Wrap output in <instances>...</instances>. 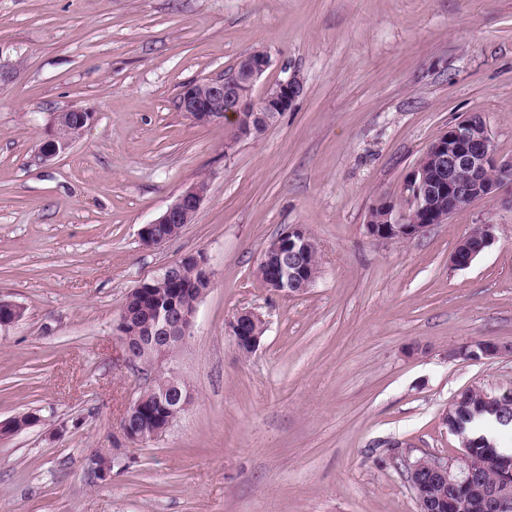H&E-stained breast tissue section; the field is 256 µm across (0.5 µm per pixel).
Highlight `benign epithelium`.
<instances>
[{
	"mask_svg": "<svg viewBox=\"0 0 512 512\" xmlns=\"http://www.w3.org/2000/svg\"><path fill=\"white\" fill-rule=\"evenodd\" d=\"M270 58L264 54L246 62L243 73L233 71L221 80L208 83L206 94H201L198 84L185 85L178 97L180 111L196 123L206 125L218 119L232 117L234 131L241 139L263 134L277 121V114L286 112L303 94L302 83L291 73L276 83L257 101L251 92ZM249 118L243 119V112ZM69 110L52 114L47 136L40 142L35 153L38 161L45 163L66 152L72 142L61 137L60 130L66 126ZM512 185V160L501 161L496 156L492 136L486 124L471 119L461 120L451 126L426 149L422 158L411 170L404 183V191L412 203V212L396 209L388 196L379 197L372 209L381 211L379 220H368L367 230L377 240H411L420 236L433 224H445L454 210L465 208L477 200L496 199L502 188ZM208 191L205 181H198L184 190L177 199L156 219L142 225L139 237L146 247H156L176 237L179 231L159 235L160 224H175L182 211L187 208L200 209ZM448 197V210L436 207L434 200ZM493 225H481V232L472 238L459 240L450 255L451 266L465 269L494 243ZM313 241L304 228L292 226L272 239L261 257L266 278L264 284L281 294H299L310 285L307 260ZM193 262L197 272L194 285L210 288L213 272L206 255L202 252L190 254L179 263L166 266L158 275L160 279H172L187 262ZM179 289H174L164 306L147 312L142 337L138 344L127 341L126 329L131 325L133 313L122 307L113 335L122 347V357L128 366L137 367L142 374L153 376L156 371L168 373V386L158 394L159 404L185 409L189 396L181 390V376L173 365L172 354L179 350L193 335L197 305L186 306L178 299ZM23 307L10 301H0V326L9 327L18 322ZM254 312L245 310L228 323V333L236 346L251 345V320ZM512 353V344L479 340L452 352L454 357L470 360H490ZM139 401H131L119 422L121 447L113 449L112 467L121 469L128 465L126 448L146 444L162 436L166 428L147 424L131 426L138 413ZM450 432L462 444V451L455 460L432 456L426 469L427 479L449 485L468 483L481 473L488 480L483 487V512H512V494L506 486L512 485V459L499 455L492 442H487V452L478 457L468 448L469 439L460 430ZM407 482L412 491L417 512H433L432 502L422 493L416 479V465L408 466Z\"/></svg>",
	"mask_w": 512,
	"mask_h": 512,
	"instance_id": "obj_1",
	"label": "benign epithelium"
}]
</instances>
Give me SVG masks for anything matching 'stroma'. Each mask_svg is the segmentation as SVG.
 <instances>
[{
  "mask_svg": "<svg viewBox=\"0 0 512 512\" xmlns=\"http://www.w3.org/2000/svg\"><path fill=\"white\" fill-rule=\"evenodd\" d=\"M262 49L252 96L290 73L305 92L247 140L194 122L182 88L227 75ZM0 512H416L407 462L456 456L442 422L471 387L512 390V208L455 212L415 239L366 228L448 126L485 120L512 159V0H0ZM93 119L65 153L33 155L52 113ZM208 191L193 223L148 248L139 230L188 186ZM302 225L319 275L288 296L257 276L268 243ZM495 241L451 267L475 226ZM205 252L213 283L176 355L191 394L160 438L97 479L143 378L113 334L126 294ZM244 309L265 332L241 355L227 331ZM511 353L512 344L479 340L461 347L455 352V355L478 361L490 360Z\"/></svg>",
  "mask_w": 512,
  "mask_h": 512,
  "instance_id": "35a3bbf8",
  "label": "stroma"
}]
</instances>
